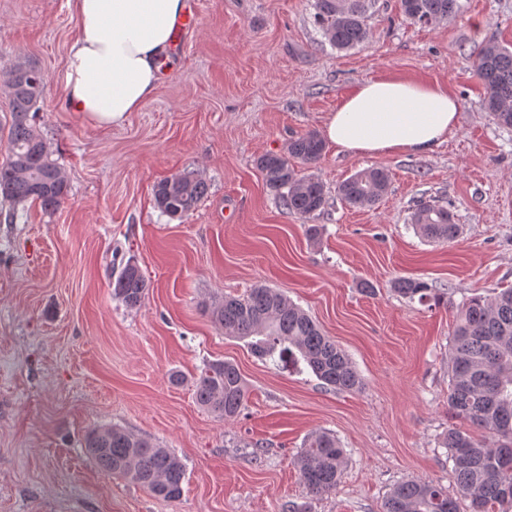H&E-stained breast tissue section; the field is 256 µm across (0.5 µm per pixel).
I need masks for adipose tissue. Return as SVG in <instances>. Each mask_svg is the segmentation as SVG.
I'll list each match as a JSON object with an SVG mask.
<instances>
[{
  "label": "adipose tissue",
  "mask_w": 512,
  "mask_h": 512,
  "mask_svg": "<svg viewBox=\"0 0 512 512\" xmlns=\"http://www.w3.org/2000/svg\"><path fill=\"white\" fill-rule=\"evenodd\" d=\"M77 20L63 76L71 111L97 126L123 122L156 91L185 0H69ZM460 110L437 82L377 77L328 114L324 136L340 153L424 154L448 137Z\"/></svg>",
  "instance_id": "1"
}]
</instances>
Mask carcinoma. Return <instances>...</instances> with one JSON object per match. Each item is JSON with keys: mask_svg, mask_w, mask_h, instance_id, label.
<instances>
[{"mask_svg": "<svg viewBox=\"0 0 512 512\" xmlns=\"http://www.w3.org/2000/svg\"><path fill=\"white\" fill-rule=\"evenodd\" d=\"M374 0H315L314 19L330 46L345 51L370 37L368 12ZM403 16L431 25L455 15L458 0H400ZM476 75L485 94L482 106L500 127L512 128V49L486 41L477 55ZM45 86L44 73L27 60L14 61L5 72L9 147L0 163V200L13 209L36 202L43 212L56 211L69 195L62 167L52 159L46 141L32 124ZM326 144L315 132L292 139L287 153L268 152L257 158L263 185L289 211L309 218L326 205L328 191L314 173ZM390 178L380 167L358 171L336 185V197L350 208L373 207L388 192ZM207 182L194 172L164 178L153 186L157 208L171 218L192 215L208 193ZM411 223L429 242L450 243L461 234L448 206L421 201ZM149 281L138 263L128 260L112 280V296L126 308L141 306ZM392 290L409 300L442 301L428 283L397 277ZM205 312L224 334L249 340L261 359L303 362L323 384L353 390L360 378L347 354L326 336L302 308L286 295L259 284L242 297L224 296L204 304ZM448 408L466 422L467 430L448 429L440 438L449 449L456 492L430 480L407 479L386 496L384 512H512V288L492 297L474 296L457 308L449 348ZM246 384L238 368L223 360L209 361L195 381L197 404L220 420L239 415ZM87 456L103 471L147 489L168 501L182 495L186 469L170 449L126 428L97 425L82 440ZM346 452L336 436L312 433L294 460L311 500L290 502L282 512H312L311 501L336 490L343 475Z\"/></svg>", "mask_w": 512, "mask_h": 512, "instance_id": "cac0c4a2", "label": "carcinoma"}]
</instances>
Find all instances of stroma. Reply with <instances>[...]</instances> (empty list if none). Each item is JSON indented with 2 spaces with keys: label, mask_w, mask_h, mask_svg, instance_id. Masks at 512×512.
<instances>
[{
  "label": "stroma",
  "mask_w": 512,
  "mask_h": 512,
  "mask_svg": "<svg viewBox=\"0 0 512 512\" xmlns=\"http://www.w3.org/2000/svg\"><path fill=\"white\" fill-rule=\"evenodd\" d=\"M195 2L199 24L171 52L155 94L99 127L64 103L76 36L67 0H0V67L25 59L45 73L34 122L69 183L51 214L0 204V512H281L307 498L294 459L319 430L336 436L347 463L315 512H383L392 486L411 477L454 487L439 444L460 424L448 409L454 314L473 295L512 287V129L482 109L475 76L485 41L512 47V0H459L455 16L428 26L406 20L398 0H376L368 42L342 52L315 25L314 0ZM382 76L447 85L460 103L447 140L418 156L327 148L314 168L332 192L327 206L309 221L290 213L256 159L321 132L358 83ZM370 166L390 175L378 205L334 197ZM187 171L209 190L180 221L157 209L152 186ZM421 199L452 204L456 241L415 233ZM131 257L150 283L134 310L111 288ZM400 276L428 282L444 303L399 297L390 284ZM258 284L336 341L361 388L339 391L306 365L261 360L202 309ZM217 359L247 387L227 421L194 397ZM112 423L182 459L179 501L89 459L85 431Z\"/></svg>",
  "instance_id": "1"
}]
</instances>
